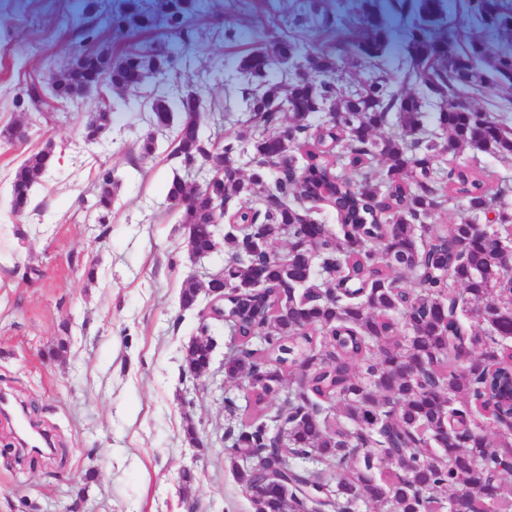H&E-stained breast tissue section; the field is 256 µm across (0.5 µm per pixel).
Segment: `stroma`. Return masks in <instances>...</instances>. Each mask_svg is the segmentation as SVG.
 <instances>
[{
    "label": "stroma",
    "instance_id": "35a3bbf8",
    "mask_svg": "<svg viewBox=\"0 0 512 512\" xmlns=\"http://www.w3.org/2000/svg\"><path fill=\"white\" fill-rule=\"evenodd\" d=\"M301 0H208L199 26H237L233 44L191 52L182 86L204 87L222 113L203 111L204 136L242 129L234 87L237 60ZM79 0H0V130L27 129L26 143L0 138V392L27 407L53 444L28 459L15 448L13 422L0 418V512H253L224 463L223 392L235 390L221 366L231 346L212 324L209 374L183 377V354L197 336L198 310L182 309V281L220 270L216 251L187 253L181 212L167 195L181 170L168 157L171 131L153 130L137 94L112 115L96 142L84 138L92 98L56 104L45 120L25 96L71 58L67 20ZM223 59L208 82L199 75ZM154 132L144 158L139 138ZM52 148V167L35 183L24 214L11 210V181L29 153ZM120 186L107 216L89 208L98 174ZM65 344L58 358L50 349ZM199 442L185 435L187 424Z\"/></svg>",
    "mask_w": 512,
    "mask_h": 512
}]
</instances>
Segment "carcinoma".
Listing matches in <instances>:
<instances>
[{
	"instance_id": "1",
	"label": "carcinoma",
	"mask_w": 512,
	"mask_h": 512,
	"mask_svg": "<svg viewBox=\"0 0 512 512\" xmlns=\"http://www.w3.org/2000/svg\"><path fill=\"white\" fill-rule=\"evenodd\" d=\"M202 2L120 0L104 10L85 0L79 42L52 74L51 96L88 94L84 61L97 57L107 71L94 90L105 128L114 96L149 81L178 84L184 51L239 37L230 26L202 31ZM459 19L476 33L463 35ZM300 26L343 39L310 49L288 35L241 57L246 130L215 140L213 154L199 133L201 92H182L177 112L162 96L145 97L153 126L174 131L168 157L188 176L223 166L224 201L240 202L224 232V303L214 309L234 342L224 377L247 387L224 395L234 421L224 461L243 490L266 483L253 512H450L459 493L466 512H512V489L502 487L512 434L497 425L512 414V185L494 190L484 168L443 159L467 149L512 158L506 124L457 105L462 92L495 87L493 107L512 110V0H359L348 13L309 0L288 17V28ZM102 28L148 38L96 47ZM395 44L397 81L385 67ZM286 57L313 79H269V61ZM349 57L374 61V72L345 91ZM285 121L283 140L276 129ZM387 125L397 133L378 136ZM284 157L292 168L266 180ZM345 161L358 180L338 173ZM53 162L46 149L17 168L14 212L29 207ZM118 187L113 170L100 172L93 207L107 214ZM185 196L196 201L181 210L192 253L209 247L218 203L174 178L168 197ZM458 200L459 222L431 223ZM320 204L336 212V228L315 217ZM284 237L287 256L270 259ZM200 288L192 276L182 281L183 309L197 307ZM328 469L336 482L323 478Z\"/></svg>"
}]
</instances>
